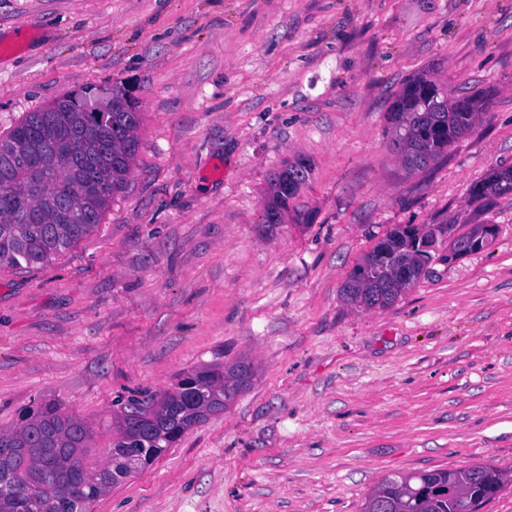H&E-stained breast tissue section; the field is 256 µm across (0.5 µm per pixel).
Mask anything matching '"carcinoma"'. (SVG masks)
Here are the masks:
<instances>
[{
    "instance_id": "1",
    "label": "carcinoma",
    "mask_w": 512,
    "mask_h": 512,
    "mask_svg": "<svg viewBox=\"0 0 512 512\" xmlns=\"http://www.w3.org/2000/svg\"><path fill=\"white\" fill-rule=\"evenodd\" d=\"M482 98L463 96L450 104L423 70L410 78L393 105L396 145L404 164L420 169L475 124ZM91 90L65 93L49 106L27 113L0 137V202L27 199L28 210L0 207V265L46 263L89 235L101 223L112 196L126 184L138 150L140 113L129 91L112 88L110 122L91 128ZM308 177L297 159L271 185L268 221L277 223L288 201ZM512 193V167L496 170L470 189L485 203ZM448 230L397 227L357 267L342 289L345 300L385 308L414 283L432 259L436 236ZM477 226L452 239L448 256L486 245ZM254 376L250 364L194 369L157 401L136 403L118 422L107 462L85 465L90 432L85 422L53 401L24 410L20 424L0 430V512H89L112 485L152 465L183 434L224 411ZM506 482L503 470L486 464L464 470H436L383 477L366 498L363 512H462L468 497L482 509Z\"/></svg>"
}]
</instances>
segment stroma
Instances as JSON below:
<instances>
[{"label":"stroma","mask_w":512,"mask_h":512,"mask_svg":"<svg viewBox=\"0 0 512 512\" xmlns=\"http://www.w3.org/2000/svg\"><path fill=\"white\" fill-rule=\"evenodd\" d=\"M22 41H15L19 30ZM481 94L473 128L404 166L387 113L421 70ZM132 92L127 183L52 261L0 265V428L43 400L92 431L205 365L250 384L90 512H362L387 475L512 471V0H0V134L87 87ZM311 172L265 221L286 162ZM490 224L395 303L341 294L399 225ZM512 193V167L493 171L483 181L474 184L470 196L474 202L485 203L496 196Z\"/></svg>","instance_id":"1"}]
</instances>
